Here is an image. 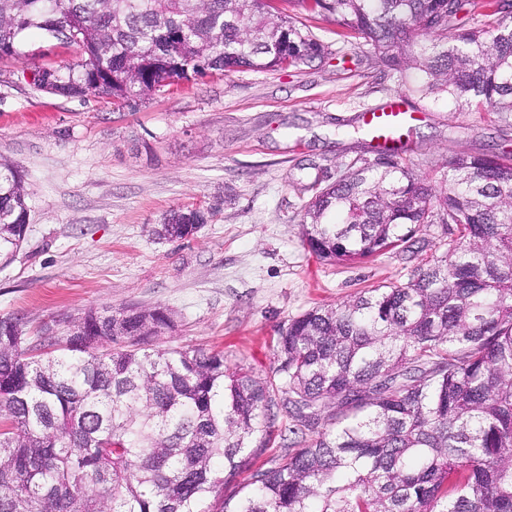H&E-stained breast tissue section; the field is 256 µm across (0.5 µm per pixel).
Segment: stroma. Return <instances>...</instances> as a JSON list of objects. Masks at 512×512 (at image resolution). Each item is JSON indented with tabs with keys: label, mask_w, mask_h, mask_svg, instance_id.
<instances>
[{
	"label": "stroma",
	"mask_w": 512,
	"mask_h": 512,
	"mask_svg": "<svg viewBox=\"0 0 512 512\" xmlns=\"http://www.w3.org/2000/svg\"><path fill=\"white\" fill-rule=\"evenodd\" d=\"M326 54L277 70L242 69L170 86L123 105L35 90L33 73L79 52L37 31L22 57L0 58V159L25 178L29 223L0 263V317L30 326L88 308L162 306L177 327L160 346L222 351L228 366L273 374L289 319L364 289L406 280L449 240L420 227L414 251L357 264L320 262L301 234L312 184L373 159L362 114L407 93L357 35L307 21ZM417 119L403 161L444 186L449 158L512 153V126L494 112L411 97ZM209 221L166 241L153 229L174 208Z\"/></svg>",
	"instance_id": "obj_1"
}]
</instances>
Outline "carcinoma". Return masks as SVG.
I'll use <instances>...</instances> for the list:
<instances>
[{"label": "carcinoma", "mask_w": 512, "mask_h": 512, "mask_svg": "<svg viewBox=\"0 0 512 512\" xmlns=\"http://www.w3.org/2000/svg\"><path fill=\"white\" fill-rule=\"evenodd\" d=\"M275 0H0V57L24 32L64 30L82 58L42 70L37 89L115 101L210 71L274 70L325 53ZM353 32L421 99L512 116V3L457 25L453 0H288ZM447 188L377 151L305 205L303 238L328 263L454 226L445 251L406 281L319 305L277 336L275 374L224 354L150 342L163 307L90 308L53 318L32 344L0 317V512H512V156L448 159ZM22 176L0 161V260L21 247ZM171 211L155 230L185 239L208 223ZM303 448L223 497L275 409Z\"/></svg>", "instance_id": "obj_1"}]
</instances>
